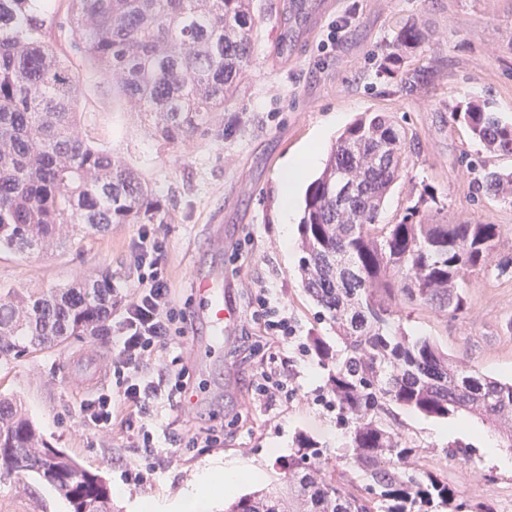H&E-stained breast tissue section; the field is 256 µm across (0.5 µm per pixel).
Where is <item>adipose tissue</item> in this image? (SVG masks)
<instances>
[{
	"instance_id": "obj_1",
	"label": "adipose tissue",
	"mask_w": 512,
	"mask_h": 512,
	"mask_svg": "<svg viewBox=\"0 0 512 512\" xmlns=\"http://www.w3.org/2000/svg\"><path fill=\"white\" fill-rule=\"evenodd\" d=\"M317 157L307 148L289 160L280 176V214L283 224L294 222L299 205V191ZM251 468L242 463L218 464L202 472L196 482L179 489L174 495L177 512H212V505L225 493L233 491Z\"/></svg>"
}]
</instances>
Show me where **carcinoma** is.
<instances>
[{
    "label": "carcinoma",
    "instance_id": "1",
    "mask_svg": "<svg viewBox=\"0 0 512 512\" xmlns=\"http://www.w3.org/2000/svg\"><path fill=\"white\" fill-rule=\"evenodd\" d=\"M56 0H0V253L52 252L112 224H161L164 205L140 173L81 131L79 80L52 39ZM73 34L112 77L130 111L152 121L167 145L188 141L224 103L253 54L251 0H67ZM304 0H284L278 53L288 55V21ZM427 34L407 21L386 63L405 91L431 82L429 66L401 68ZM492 153L512 155V122L490 103L453 112ZM406 135L383 113H365L330 149L308 187L299 229L303 287L342 343L310 346L327 370L325 388L348 433L363 482L316 465L323 447L295 439L282 465L288 491L260 490L225 512H494L470 502L389 422L391 407L443 419L462 412L497 430L512 420V380L461 368L429 336L393 325L402 308L460 318L462 284L484 272L499 225L427 224L419 197L396 224L377 218L405 167ZM480 184L512 199V171L486 168ZM116 303L107 279L63 288H0V359L61 348L73 336H104ZM38 479L69 512H112L99 472L43 439L22 403L0 395V479Z\"/></svg>",
    "mask_w": 512,
    "mask_h": 512
}]
</instances>
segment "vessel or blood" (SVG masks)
Instances as JSON below:
<instances>
[{"label": "vessel or blood", "mask_w": 512, "mask_h": 512, "mask_svg": "<svg viewBox=\"0 0 512 512\" xmlns=\"http://www.w3.org/2000/svg\"><path fill=\"white\" fill-rule=\"evenodd\" d=\"M192 281L195 303L187 316L189 347L192 356L204 363L233 337L239 311L218 270L196 268Z\"/></svg>", "instance_id": "1"}]
</instances>
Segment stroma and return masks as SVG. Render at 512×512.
I'll return each instance as SVG.
<instances>
[{
    "label": "stroma",
    "mask_w": 512,
    "mask_h": 512,
    "mask_svg": "<svg viewBox=\"0 0 512 512\" xmlns=\"http://www.w3.org/2000/svg\"><path fill=\"white\" fill-rule=\"evenodd\" d=\"M279 0H254L258 19L255 50L224 112L180 145L159 141L147 124L112 91V79L86 56L79 38L63 27L53 38L79 78L78 112L82 131L139 171L163 198L166 219L155 225L162 243L160 259L168 270L177 312L194 303L193 266L218 267L224 284L236 292L239 327L216 360L222 378L211 382L192 358L188 343L171 348L174 368H186L191 390L202 400L191 413L166 403L154 408L149 426L185 436L187 431L216 429L220 440L180 457H162L153 479L141 486L124 482L142 451L126 430V413L115 409L105 434L93 437L75 413L94 391L114 386L109 371L112 340L74 336L60 349L21 360L0 361V394L15 397L28 409L48 442L64 449L82 466L103 472L116 512H132L137 501L164 499L192 483L200 468L215 459H242L260 470L239 493L259 482L278 479L297 434L320 442L325 469L339 462L347 441L335 409L319 397L325 371L306 342L321 336L335 341L330 323L303 290L298 274L302 252L297 226L281 233L279 176L286 159L318 144L328 155L339 133L364 112H382L407 133V164L388 194L378 221L397 223L422 190L432 192L438 208L426 212L432 224L491 223L501 235L497 256H512V201L495 198L476 179L480 161L512 170V155H489L450 113L473 100H489L494 112L512 120V0H309L310 13L297 23L286 62L276 61L280 33ZM351 23L327 45V34L341 17ZM418 22L429 40L410 58L411 66H431L433 82L414 93L400 77L380 70L401 23ZM220 224L224 250L215 256L205 244ZM133 224L78 238L75 244L45 255L0 254V286L59 288L88 278L109 276L119 295L131 293ZM269 288L284 305L298 339L288 348L270 346L261 326L251 321L255 292ZM469 308L453 320L432 311H401V324L415 336H429L447 347L456 361L493 376L512 374V269L497 268L465 282ZM262 365L288 367L298 388L295 398L268 408L253 404L247 386ZM392 422L418 448L420 458L435 462L449 484L464 495L488 502L494 512H512V459L494 457L482 438L489 429L472 420L473 434L449 431L438 436L441 420L396 407ZM469 443L467 453L452 454L454 439ZM44 512H68L65 500L35 479L0 482V512H30L32 495Z\"/></svg>",
    "instance_id": "stroma-1"
}]
</instances>
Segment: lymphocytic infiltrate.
<instances>
[{"mask_svg":"<svg viewBox=\"0 0 512 512\" xmlns=\"http://www.w3.org/2000/svg\"><path fill=\"white\" fill-rule=\"evenodd\" d=\"M161 246L149 225H140L132 243L138 288L120 300L119 313L112 318L116 337L111 367L119 393L105 390L83 400L76 413L82 429L101 434L112 423L115 406H122L129 418H143L162 397L185 393L186 370L172 371L161 354L175 344L172 329L176 319L173 292L167 271L162 267ZM255 319L261 320L269 336L287 346L296 335L286 309L272 299L268 289H258ZM288 375L277 369L257 372L251 382L252 400L272 406L295 395Z\"/></svg>","mask_w":512,"mask_h":512,"instance_id":"obj_1","label":"lymphocytic infiltrate"}]
</instances>
